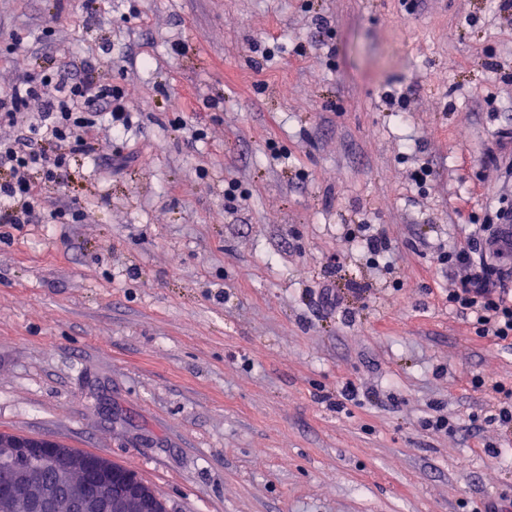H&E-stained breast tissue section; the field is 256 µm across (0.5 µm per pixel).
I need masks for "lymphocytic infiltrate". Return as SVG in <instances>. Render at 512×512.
<instances>
[{"label": "lymphocytic infiltrate", "mask_w": 512, "mask_h": 512, "mask_svg": "<svg viewBox=\"0 0 512 512\" xmlns=\"http://www.w3.org/2000/svg\"><path fill=\"white\" fill-rule=\"evenodd\" d=\"M131 123L132 114L111 80L96 77L87 66L24 75L10 92L0 95V124L10 130L9 136H0V167L11 172L10 180L0 184V198L11 201L10 208L0 211V223L30 224L44 212L54 220L68 215L80 219L79 209L67 204L45 211L32 188V170H41L49 182H59L72 154H96L100 129L118 138ZM45 140L56 143L53 155L40 150ZM473 254L464 247L440 252L442 266L467 272L448 300L473 316L478 335L511 342L512 272L475 263Z\"/></svg>", "instance_id": "obj_1"}]
</instances>
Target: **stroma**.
<instances>
[{
	"label": "stroma",
	"instance_id": "stroma-1",
	"mask_svg": "<svg viewBox=\"0 0 512 512\" xmlns=\"http://www.w3.org/2000/svg\"><path fill=\"white\" fill-rule=\"evenodd\" d=\"M72 59L135 124L98 135L118 169L31 174L84 223H0V431L105 456L172 512H512L488 452L512 448L489 419L512 346L437 262L512 191L494 0H0V91ZM374 226L376 225L361 224L358 232L366 233L361 235L360 240L356 241L357 236L354 231L349 233L348 239L350 242H356L357 246L367 253V262L370 265L377 267L382 261L386 270H392L394 261L391 243L384 233L378 230L373 231L372 227ZM371 229L372 234H369Z\"/></svg>",
	"mask_w": 512,
	"mask_h": 512
}]
</instances>
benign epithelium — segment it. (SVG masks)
<instances>
[{"label":"benign epithelium","mask_w":512,"mask_h":512,"mask_svg":"<svg viewBox=\"0 0 512 512\" xmlns=\"http://www.w3.org/2000/svg\"><path fill=\"white\" fill-rule=\"evenodd\" d=\"M0 512H171L136 472L62 442L0 431Z\"/></svg>","instance_id":"1"}]
</instances>
